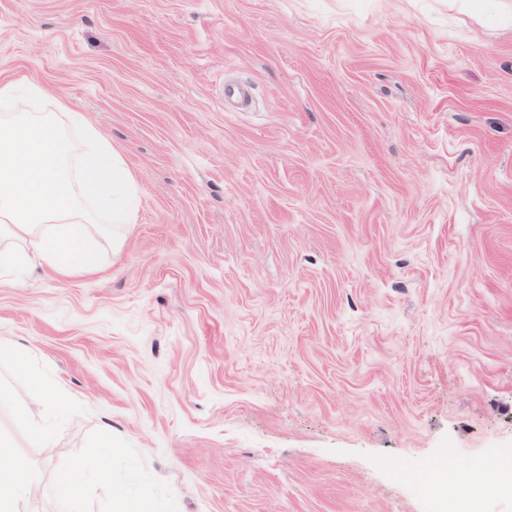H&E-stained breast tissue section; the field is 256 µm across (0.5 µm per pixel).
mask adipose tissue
Masks as SVG:
<instances>
[{
    "mask_svg": "<svg viewBox=\"0 0 512 512\" xmlns=\"http://www.w3.org/2000/svg\"><path fill=\"white\" fill-rule=\"evenodd\" d=\"M53 104L50 112H18L19 96ZM135 181L111 141L84 113L72 111L38 81H0V273L24 283L48 269L69 278L94 273L104 245L120 246L133 223ZM29 403L14 408V393L0 387V410H15L29 439L43 448L54 440L41 406L50 389L28 375ZM0 512L19 505L40 474L0 441Z\"/></svg>",
    "mask_w": 512,
    "mask_h": 512,
    "instance_id": "ef3b65f1",
    "label": "adipose tissue"
}]
</instances>
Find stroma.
I'll list each match as a JSON object with an SVG mask.
<instances>
[{"label":"stroma","mask_w":512,"mask_h":512,"mask_svg":"<svg viewBox=\"0 0 512 512\" xmlns=\"http://www.w3.org/2000/svg\"><path fill=\"white\" fill-rule=\"evenodd\" d=\"M21 76L137 185L98 273L0 278V341L67 408L49 450L0 413L21 512H442L417 475H501L512 0H0Z\"/></svg>","instance_id":"stroma-1"}]
</instances>
